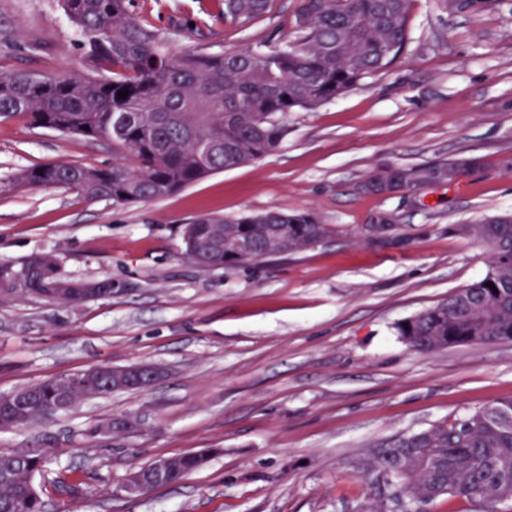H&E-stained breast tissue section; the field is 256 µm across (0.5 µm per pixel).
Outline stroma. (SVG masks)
<instances>
[{"mask_svg":"<svg viewBox=\"0 0 512 512\" xmlns=\"http://www.w3.org/2000/svg\"><path fill=\"white\" fill-rule=\"evenodd\" d=\"M299 0H270L247 27L219 0H132L174 54L278 39ZM0 69L82 71L60 0H0ZM287 133L259 163L212 174L160 199L91 201L20 173L66 161L129 163L111 142L0 117V263L54 255L72 280H111L80 304L0 298V394L95 365H161L147 390L87 398L39 422L0 430V452L46 451L78 480L35 483L46 512H368L371 448L512 398V342L410 348L395 326L481 280L487 250L456 232L512 213V0L481 9L414 0L409 40L387 68L315 110L281 118ZM475 154L484 165L450 185L389 196L358 191L390 165ZM309 211L326 242L232 268H199L183 230L202 214ZM392 222L385 239L368 229ZM129 420L111 437L88 431ZM211 449L180 483L138 499L131 468Z\"/></svg>","mask_w":512,"mask_h":512,"instance_id":"obj_1","label":"stroma"}]
</instances>
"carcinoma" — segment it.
I'll use <instances>...</instances> for the list:
<instances>
[{
  "mask_svg": "<svg viewBox=\"0 0 512 512\" xmlns=\"http://www.w3.org/2000/svg\"><path fill=\"white\" fill-rule=\"evenodd\" d=\"M269 0H222L224 24L244 27L262 17ZM79 36L84 73L0 71V116H25L61 133L115 143L133 168L99 169L48 163L21 174L27 185H57L91 200L117 205L158 200L224 169L254 164L279 146L286 129L277 117L311 110L351 89L365 75L390 66L408 42L411 0H299L283 36L219 53L168 52L158 33L138 19L128 0H62ZM126 91L124 99L118 92ZM482 157L448 159L464 174ZM274 216L288 227V249L313 247L310 236L335 233L308 211L272 208L235 218L202 215L186 226V254L216 230L261 228ZM456 231L482 242L488 274L397 326L401 340L422 352L464 344L512 341V220L460 224ZM25 292L84 287L62 276L51 255L28 260ZM492 286H486V283ZM60 380L34 384L33 417L55 403ZM209 451L173 458L159 484H175L205 465ZM55 464L47 453H0V512H44L40 495L27 491L29 476ZM367 473L392 478L416 499H465L477 512H512V398L497 400L448 423L401 434L374 449Z\"/></svg>",
  "mask_w": 512,
  "mask_h": 512,
  "instance_id": "carcinoma-1",
  "label": "carcinoma"
}]
</instances>
